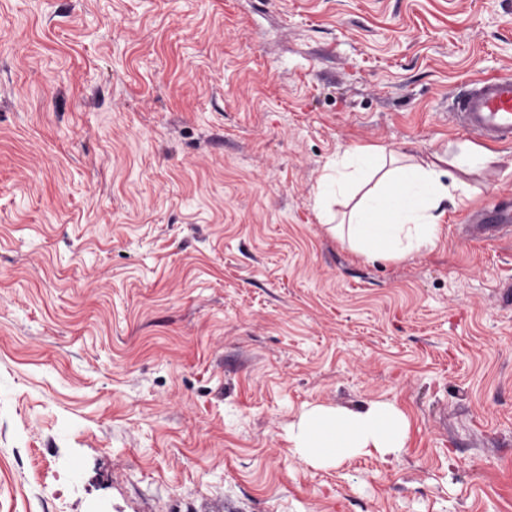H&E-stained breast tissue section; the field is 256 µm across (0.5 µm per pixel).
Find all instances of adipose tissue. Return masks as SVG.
<instances>
[{"mask_svg":"<svg viewBox=\"0 0 512 512\" xmlns=\"http://www.w3.org/2000/svg\"><path fill=\"white\" fill-rule=\"evenodd\" d=\"M446 165L404 162L401 153L380 146H355L319 181L318 198H354L334 227L335 235L358 253L403 259L434 246L443 206L463 193L461 181L448 177ZM408 422L388 403L363 410L314 406L305 409L291 430L300 459L319 467L377 453L396 455L404 445Z\"/></svg>","mask_w":512,"mask_h":512,"instance_id":"obj_1","label":"adipose tissue"}]
</instances>
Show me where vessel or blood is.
Returning <instances> with one entry per match:
<instances>
[{"label": "vessel or blood", "mask_w": 512, "mask_h": 512, "mask_svg": "<svg viewBox=\"0 0 512 512\" xmlns=\"http://www.w3.org/2000/svg\"><path fill=\"white\" fill-rule=\"evenodd\" d=\"M448 117L455 126L478 137L512 142V76L472 83L455 97ZM474 229L483 238L511 232L512 209L502 207L485 213Z\"/></svg>", "instance_id": "b4317fda"}]
</instances>
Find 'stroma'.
<instances>
[{"label": "stroma", "instance_id": "obj_1", "mask_svg": "<svg viewBox=\"0 0 512 512\" xmlns=\"http://www.w3.org/2000/svg\"><path fill=\"white\" fill-rule=\"evenodd\" d=\"M497 74L512 0H0V512H512V144L448 119ZM353 146L493 160L369 259ZM375 403L398 457L295 455ZM512 209L502 207L485 213L478 223L472 225L476 233L483 238H495L501 233L512 231ZM408 422L388 403L364 410L314 406L305 409L290 438L294 452L308 464L335 467L357 456H395L403 448Z\"/></svg>", "mask_w": 512, "mask_h": 512}]
</instances>
